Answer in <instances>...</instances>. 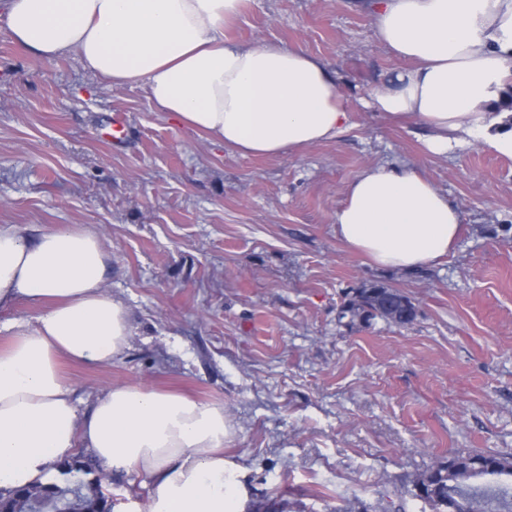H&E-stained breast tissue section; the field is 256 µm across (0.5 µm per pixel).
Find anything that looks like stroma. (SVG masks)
I'll use <instances>...</instances> for the list:
<instances>
[{
    "mask_svg": "<svg viewBox=\"0 0 512 512\" xmlns=\"http://www.w3.org/2000/svg\"><path fill=\"white\" fill-rule=\"evenodd\" d=\"M224 36L299 46L337 74L350 124L302 151L244 157L112 87L76 54L41 58L0 14V226L83 227L135 326L121 360L63 363L79 411L112 384L223 404L225 459L254 512H425L411 480L453 452L512 455V159L422 149L426 132L368 108L406 61L363 0H243ZM122 113L126 139L100 136ZM420 171L458 209L448 256L372 266L336 234L366 167ZM404 291L414 322L340 323L346 292Z\"/></svg>",
    "mask_w": 512,
    "mask_h": 512,
    "instance_id": "stroma-1",
    "label": "stroma"
}]
</instances>
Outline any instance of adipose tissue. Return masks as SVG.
Wrapping results in <instances>:
<instances>
[{"instance_id":"ef3b65f1","label":"adipose tissue","mask_w":512,"mask_h":512,"mask_svg":"<svg viewBox=\"0 0 512 512\" xmlns=\"http://www.w3.org/2000/svg\"><path fill=\"white\" fill-rule=\"evenodd\" d=\"M241 0H5L13 38L36 55L77 54L115 87L143 85L158 111L243 156L273 157L336 137L350 122L336 74L299 47L244 45L224 27ZM378 42L410 60L372 95L387 116L427 128V153L480 144L512 158V0H373ZM461 217L419 171L364 169L347 187L336 234L384 269L446 257ZM109 256L85 228L31 235L0 226V310L25 300L0 348V488L44 481L84 447L113 473L151 480L120 512H247L224 459L235 428L222 404L117 383L79 414L62 360H120L134 324L105 291Z\"/></svg>"}]
</instances>
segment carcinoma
<instances>
[{
  "label": "carcinoma",
  "mask_w": 512,
  "mask_h": 512,
  "mask_svg": "<svg viewBox=\"0 0 512 512\" xmlns=\"http://www.w3.org/2000/svg\"><path fill=\"white\" fill-rule=\"evenodd\" d=\"M350 323L370 324L382 319L396 326L411 324L417 311L412 299L403 291L380 282L365 283L357 295L347 292L342 304ZM484 459L497 466L495 475L512 477V456L498 453L458 454L440 459L412 481L436 489L442 494L453 492L456 512H512V483H476L482 474L470 471L475 460ZM80 469L73 474L68 469L70 461H63L60 475L63 480L37 483L22 488L0 489V499L11 503L13 512H67L73 506H92L105 498L98 481L86 476L97 470V462L90 456L76 458ZM455 470V484L448 485V468Z\"/></svg>",
  "instance_id": "obj_1"
}]
</instances>
